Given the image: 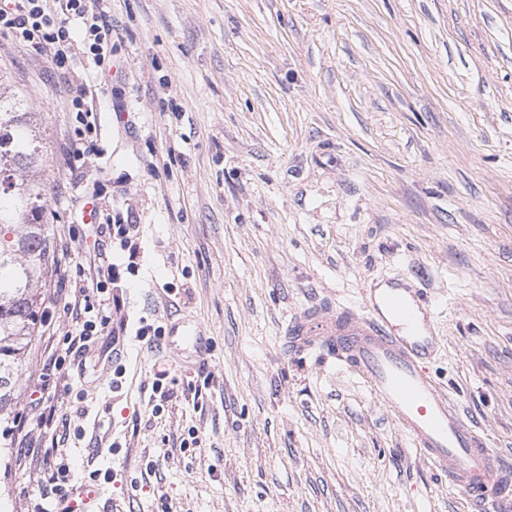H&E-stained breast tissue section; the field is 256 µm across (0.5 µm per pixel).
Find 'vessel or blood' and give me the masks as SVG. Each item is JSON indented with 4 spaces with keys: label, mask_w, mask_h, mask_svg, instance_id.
<instances>
[{
    "label": "vessel or blood",
    "mask_w": 512,
    "mask_h": 512,
    "mask_svg": "<svg viewBox=\"0 0 512 512\" xmlns=\"http://www.w3.org/2000/svg\"><path fill=\"white\" fill-rule=\"evenodd\" d=\"M288 334L293 348L321 343L354 371L473 512H512V464L489 447L430 373L427 363L438 346L432 312L404 278L390 279L365 313L314 309L292 318Z\"/></svg>",
    "instance_id": "1"
}]
</instances>
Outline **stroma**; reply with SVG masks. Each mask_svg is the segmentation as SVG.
<instances>
[{"instance_id": "obj_1", "label": "stroma", "mask_w": 512, "mask_h": 512, "mask_svg": "<svg viewBox=\"0 0 512 512\" xmlns=\"http://www.w3.org/2000/svg\"><path fill=\"white\" fill-rule=\"evenodd\" d=\"M94 2L114 28L111 85L82 52L62 77L0 37L69 260L36 282L58 297L30 366L74 327L81 266L112 261L79 221L89 196L98 224L136 227L138 271L107 290L118 311L49 376L65 490L104 474L86 512H469L360 378L285 330L404 276L436 319L433 376L512 461V0ZM70 83L91 87L100 124L74 174ZM143 318L158 342L136 338ZM162 371L174 395L157 411ZM50 439L6 437L0 512L44 494Z\"/></svg>"}]
</instances>
